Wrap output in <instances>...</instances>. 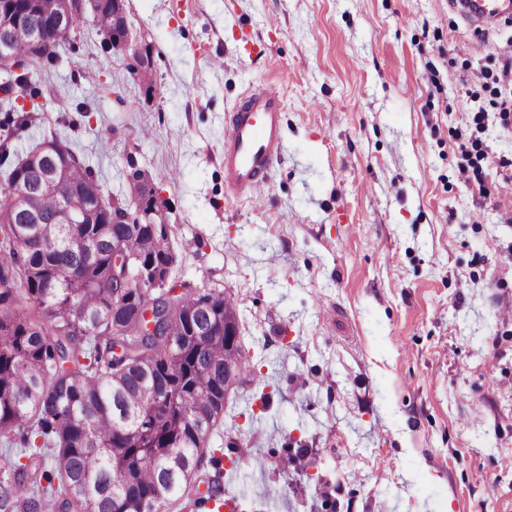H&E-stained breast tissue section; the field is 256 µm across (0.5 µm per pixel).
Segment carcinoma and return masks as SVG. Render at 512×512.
Wrapping results in <instances>:
<instances>
[{
    "instance_id": "1",
    "label": "carcinoma",
    "mask_w": 512,
    "mask_h": 512,
    "mask_svg": "<svg viewBox=\"0 0 512 512\" xmlns=\"http://www.w3.org/2000/svg\"><path fill=\"white\" fill-rule=\"evenodd\" d=\"M101 30L122 40L112 13ZM57 36L30 8L10 38L0 72L12 77V100L32 95L24 60L54 63ZM53 159L70 162L69 196L30 166L34 146L10 160L0 188V438L22 435L0 462V512H193L192 478L208 452L211 429L224 418L227 391L250 372L240 351L237 304L222 290L194 295L166 288H123L143 235L154 234V262L176 259L170 225L58 224L62 207L93 209L108 220L121 208L101 195L90 166L55 136ZM27 182L39 200L36 219L21 213L11 184ZM154 312L155 332L142 312ZM181 453L178 467L167 464ZM48 485H42L41 479ZM58 483H53V480ZM162 493L161 498L154 495Z\"/></svg>"
}]
</instances>
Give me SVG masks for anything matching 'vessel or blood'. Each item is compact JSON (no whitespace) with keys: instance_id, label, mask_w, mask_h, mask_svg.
Masks as SVG:
<instances>
[{"instance_id":"obj_1","label":"vessel or blood","mask_w":512,"mask_h":512,"mask_svg":"<svg viewBox=\"0 0 512 512\" xmlns=\"http://www.w3.org/2000/svg\"><path fill=\"white\" fill-rule=\"evenodd\" d=\"M470 25L498 23L512 16V0H448ZM284 99L280 88L263 83L246 91L224 124V189L234 199L253 198L264 186L284 144Z\"/></svg>"}]
</instances>
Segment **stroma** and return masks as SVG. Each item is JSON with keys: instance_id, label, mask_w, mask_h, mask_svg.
I'll return each mask as SVG.
<instances>
[{"instance_id": "35a3bbf8", "label": "stroma", "mask_w": 512, "mask_h": 512, "mask_svg": "<svg viewBox=\"0 0 512 512\" xmlns=\"http://www.w3.org/2000/svg\"><path fill=\"white\" fill-rule=\"evenodd\" d=\"M124 8L151 84L88 19L30 69L31 118L106 198L152 176L173 280L238 305L255 368L201 486L286 487L268 512H512V19L483 33L448 0ZM263 82L286 152L259 200H230L224 118Z\"/></svg>"}]
</instances>
